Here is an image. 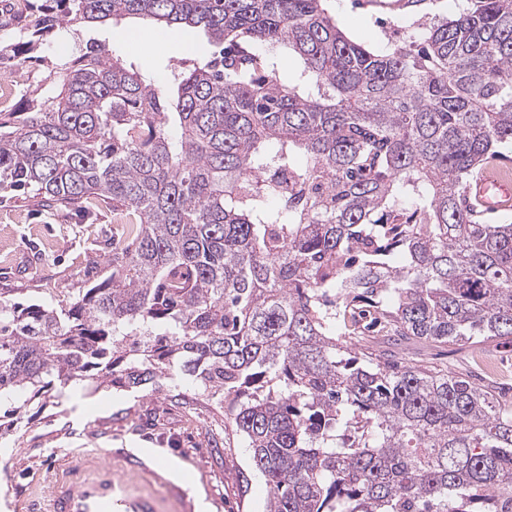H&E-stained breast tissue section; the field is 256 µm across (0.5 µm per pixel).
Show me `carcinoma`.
Returning <instances> with one entry per match:
<instances>
[{
    "mask_svg": "<svg viewBox=\"0 0 512 512\" xmlns=\"http://www.w3.org/2000/svg\"><path fill=\"white\" fill-rule=\"evenodd\" d=\"M322 2L22 0L28 40L0 56L127 15L220 50L171 98L89 46L58 95L0 112L1 187L136 224L78 299L0 297V395L186 377L222 398L266 512H512V406L371 340L512 336V222L464 195L512 146V0H404L382 51Z\"/></svg>",
    "mask_w": 512,
    "mask_h": 512,
    "instance_id": "obj_1",
    "label": "carcinoma"
}]
</instances>
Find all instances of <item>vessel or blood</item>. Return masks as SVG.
Segmentation results:
<instances>
[{
    "mask_svg": "<svg viewBox=\"0 0 512 512\" xmlns=\"http://www.w3.org/2000/svg\"><path fill=\"white\" fill-rule=\"evenodd\" d=\"M484 219L512 207V182L481 174L466 187ZM43 512H156L154 500L132 493L126 479L105 461L74 456L50 481Z\"/></svg>",
    "mask_w": 512,
    "mask_h": 512,
    "instance_id": "vessel-or-blood-1",
    "label": "vessel or blood"
}]
</instances>
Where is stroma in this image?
Here are the masks:
<instances>
[{"instance_id": "35a3bbf8", "label": "stroma", "mask_w": 512, "mask_h": 512, "mask_svg": "<svg viewBox=\"0 0 512 512\" xmlns=\"http://www.w3.org/2000/svg\"><path fill=\"white\" fill-rule=\"evenodd\" d=\"M403 0H326L325 7L356 41L372 48L405 35ZM131 18L85 26L67 35L71 55L95 43L147 76L167 82L174 65L191 66L215 50L203 29L178 26L159 31L149 57L131 53L117 33L136 27ZM48 38L40 60L28 61L26 84L13 94L19 105L32 94L59 89L61 55ZM126 218L100 201L86 212L43 207L36 195L0 192V297L50 305L78 297L110 273L113 252L127 240ZM403 360L445 370L476 383H490L512 401V337L484 342L399 346ZM19 396L0 398V512H33L47 488L51 466L71 454L111 456L128 483L153 495L159 512H265L267 492L251 466L245 442L224 445V406L185 390L150 395L101 388L79 403L49 392L39 412L17 414Z\"/></svg>"}]
</instances>
